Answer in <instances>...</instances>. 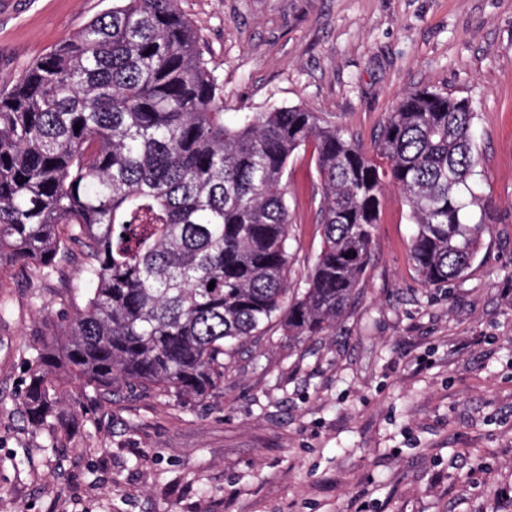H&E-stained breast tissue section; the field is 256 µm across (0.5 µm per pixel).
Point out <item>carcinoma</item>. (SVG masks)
Here are the masks:
<instances>
[{
    "instance_id": "carcinoma-1",
    "label": "carcinoma",
    "mask_w": 512,
    "mask_h": 512,
    "mask_svg": "<svg viewBox=\"0 0 512 512\" xmlns=\"http://www.w3.org/2000/svg\"><path fill=\"white\" fill-rule=\"evenodd\" d=\"M474 118L464 99L409 93L370 154L298 106L228 121L178 0H115L0 94V288L16 269L74 263L92 285L28 352L23 417L59 439L60 375L92 400L150 391L191 408L272 327L330 335L360 290L389 187L409 207L423 284L464 277L490 220L485 208L470 222ZM308 146L322 244L292 288L284 177Z\"/></svg>"
}]
</instances>
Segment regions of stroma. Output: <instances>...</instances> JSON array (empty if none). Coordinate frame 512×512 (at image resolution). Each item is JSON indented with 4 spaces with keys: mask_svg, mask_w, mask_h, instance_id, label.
I'll use <instances>...</instances> for the list:
<instances>
[{
    "mask_svg": "<svg viewBox=\"0 0 512 512\" xmlns=\"http://www.w3.org/2000/svg\"><path fill=\"white\" fill-rule=\"evenodd\" d=\"M113 0H0V89ZM224 110L301 106L371 148L406 94L476 114L492 205L467 274L424 286L387 189L371 262L330 338L272 331L214 396L97 404L73 384L49 447L19 410L25 353L63 322L66 278L0 288V512H503L512 495V0H178ZM288 280L321 246L311 150L288 162Z\"/></svg>",
    "mask_w": 512,
    "mask_h": 512,
    "instance_id": "35a3bbf8",
    "label": "stroma"
}]
</instances>
